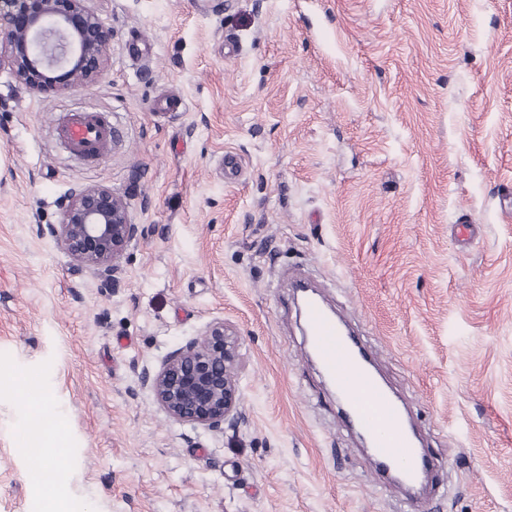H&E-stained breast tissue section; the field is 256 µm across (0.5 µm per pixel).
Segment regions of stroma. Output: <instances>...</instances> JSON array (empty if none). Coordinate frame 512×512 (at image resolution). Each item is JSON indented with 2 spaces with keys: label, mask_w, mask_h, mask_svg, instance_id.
Wrapping results in <instances>:
<instances>
[{
  "label": "stroma",
  "mask_w": 512,
  "mask_h": 512,
  "mask_svg": "<svg viewBox=\"0 0 512 512\" xmlns=\"http://www.w3.org/2000/svg\"><path fill=\"white\" fill-rule=\"evenodd\" d=\"M89 6L114 31L102 79L43 95L0 70V512H512V0ZM85 105L114 129L93 164L56 133ZM98 184L143 229L112 285L40 231ZM298 279L435 458L419 504L311 362ZM217 321L242 353L222 434L141 382ZM41 401L46 485L20 451Z\"/></svg>",
  "instance_id": "35a3bbf8"
}]
</instances>
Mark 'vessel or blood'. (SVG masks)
<instances>
[{"label": "vessel or blood", "mask_w": 512, "mask_h": 512, "mask_svg": "<svg viewBox=\"0 0 512 512\" xmlns=\"http://www.w3.org/2000/svg\"><path fill=\"white\" fill-rule=\"evenodd\" d=\"M57 133L73 155L93 160L105 155L114 137L103 113L93 110L66 113ZM305 311L311 346L347 400L351 418L370 437L375 456L399 465L406 480L412 483L424 471L434 469L433 460L416 448L407 433L401 409L361 370L349 337L339 332L335 320L317 301H307Z\"/></svg>", "instance_id": "1"}]
</instances>
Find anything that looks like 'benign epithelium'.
Segmentation results:
<instances>
[{
  "label": "benign epithelium",
  "mask_w": 512,
  "mask_h": 512,
  "mask_svg": "<svg viewBox=\"0 0 512 512\" xmlns=\"http://www.w3.org/2000/svg\"><path fill=\"white\" fill-rule=\"evenodd\" d=\"M113 30L87 0H0V69L28 91L50 94L99 80ZM49 235L80 265L106 283L118 279L120 259L142 236L123 201L104 185L81 187L60 204ZM240 340L214 322L181 343L154 371L141 376L172 418L215 432L233 430L241 417Z\"/></svg>",
  "instance_id": "1"
}]
</instances>
